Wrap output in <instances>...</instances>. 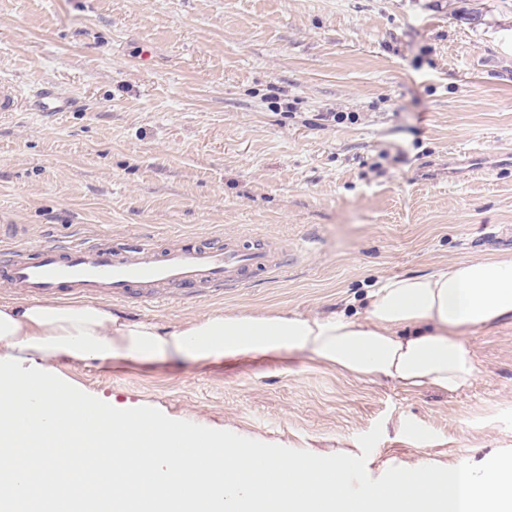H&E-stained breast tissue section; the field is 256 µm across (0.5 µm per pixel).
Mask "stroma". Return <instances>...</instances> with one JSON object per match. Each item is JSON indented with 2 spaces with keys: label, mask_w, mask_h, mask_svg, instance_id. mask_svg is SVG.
Listing matches in <instances>:
<instances>
[{
  "label": "stroma",
  "mask_w": 512,
  "mask_h": 512,
  "mask_svg": "<svg viewBox=\"0 0 512 512\" xmlns=\"http://www.w3.org/2000/svg\"><path fill=\"white\" fill-rule=\"evenodd\" d=\"M512 0H0V91L68 112H0V242L123 252L223 246L293 257L247 288L140 290L134 319L328 313L382 277L512 252ZM149 58H142V51ZM449 394L376 386L296 355L66 362L89 393L292 452L512 458V320L475 331ZM34 101L39 112H67L72 107L71 100L47 90L40 91Z\"/></svg>",
  "instance_id": "1"
}]
</instances>
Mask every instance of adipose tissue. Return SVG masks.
I'll return each instance as SVG.
<instances>
[{"label": "adipose tissue", "instance_id": "obj_1", "mask_svg": "<svg viewBox=\"0 0 512 512\" xmlns=\"http://www.w3.org/2000/svg\"><path fill=\"white\" fill-rule=\"evenodd\" d=\"M512 317V254L384 278L355 312H208L168 324L83 301H0V512H512V464L299 453L84 393L59 360L301 354L381 386L471 387L475 330Z\"/></svg>", "mask_w": 512, "mask_h": 512}]
</instances>
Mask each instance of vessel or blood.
Masks as SVG:
<instances>
[{"instance_id":"1","label":"vessel or blood","mask_w":512,"mask_h":512,"mask_svg":"<svg viewBox=\"0 0 512 512\" xmlns=\"http://www.w3.org/2000/svg\"><path fill=\"white\" fill-rule=\"evenodd\" d=\"M35 103L41 112H66L72 106L71 100L47 90L36 95ZM287 266V253H275L238 238L226 239L220 249L202 245L162 252L134 241L121 255L99 243L48 242L33 258L19 249H10L4 273L20 294L52 301L64 293L119 299L135 287L244 288L251 274H270Z\"/></svg>"}]
</instances>
